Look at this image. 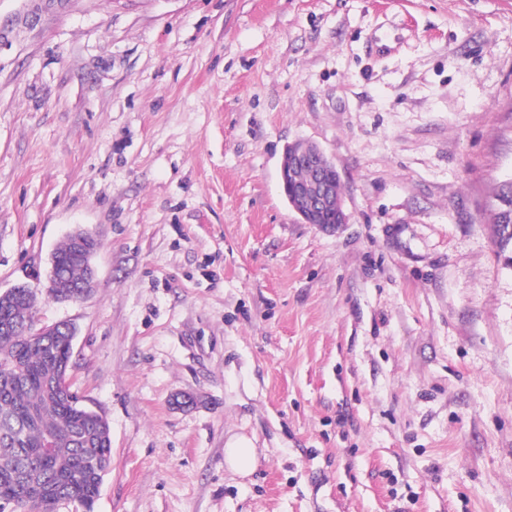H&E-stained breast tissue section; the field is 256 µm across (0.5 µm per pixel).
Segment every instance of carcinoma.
Wrapping results in <instances>:
<instances>
[{"mask_svg": "<svg viewBox=\"0 0 512 512\" xmlns=\"http://www.w3.org/2000/svg\"><path fill=\"white\" fill-rule=\"evenodd\" d=\"M497 246H512V219L502 222L493 215ZM95 248V241L85 242L76 250L67 239L56 250L63 273L54 281L51 292L64 299L87 280L89 271L85 254ZM37 292L28 291L25 305L10 295L0 298V316L8 315L22 324L33 321ZM59 373L47 351L28 346L16 348L9 337L0 336V502L7 501L15 512H56V506L78 497L90 502L96 493V481L73 484L67 476L84 462H95L99 469L111 464L112 445L109 426L89 408L73 405L68 397L45 388L44 380ZM48 436L57 438L52 455L40 457L36 448ZM54 485L50 500L30 503L29 485L23 478Z\"/></svg>", "mask_w": 512, "mask_h": 512, "instance_id": "carcinoma-1", "label": "carcinoma"}]
</instances>
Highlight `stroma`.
<instances>
[{
    "instance_id": "1",
    "label": "stroma",
    "mask_w": 512,
    "mask_h": 512,
    "mask_svg": "<svg viewBox=\"0 0 512 512\" xmlns=\"http://www.w3.org/2000/svg\"><path fill=\"white\" fill-rule=\"evenodd\" d=\"M509 178L512 0H0V293L99 242L34 309L109 424L92 512H512ZM307 162L312 163L311 169L307 176H303ZM280 184L289 206L304 223L318 224L330 231L348 224L344 206L336 200L341 197L339 173L317 145L296 143L285 148ZM325 213L334 216L332 223L318 222L320 215ZM94 240L85 242L82 251H77L74 243L67 239L63 241L56 250L55 257L63 264V273L60 278L54 281V287L51 292L55 299H64L72 293L67 299L69 302H80L89 293L95 280V269L92 264V257L94 253L90 254L88 266L86 263L85 254L95 248ZM90 270L89 283L83 284L80 288L79 285L87 280ZM224 463L230 471L241 477L252 474L258 464L252 442L244 436L230 439L224 448Z\"/></svg>"
}]
</instances>
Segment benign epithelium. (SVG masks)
I'll use <instances>...</instances> for the list:
<instances>
[{
	"instance_id": "7a95c632",
	"label": "benign epithelium",
	"mask_w": 512,
	"mask_h": 512,
	"mask_svg": "<svg viewBox=\"0 0 512 512\" xmlns=\"http://www.w3.org/2000/svg\"><path fill=\"white\" fill-rule=\"evenodd\" d=\"M339 173L325 152L312 143H296L285 148L280 167L282 192L292 210L306 224H316L322 214L334 221L324 225L335 230L348 223L342 202L336 200ZM75 335L72 324L61 321L51 325H32L24 330L12 322L0 321V335L11 336L18 343L38 342L60 333Z\"/></svg>"
}]
</instances>
